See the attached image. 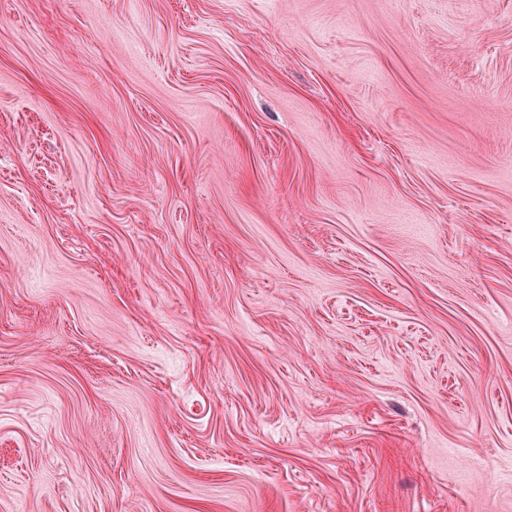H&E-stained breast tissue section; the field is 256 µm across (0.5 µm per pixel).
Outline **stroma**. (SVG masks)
Returning <instances> with one entry per match:
<instances>
[{"label":"stroma","instance_id":"35a3bbf8","mask_svg":"<svg viewBox=\"0 0 512 512\" xmlns=\"http://www.w3.org/2000/svg\"><path fill=\"white\" fill-rule=\"evenodd\" d=\"M0 512H512V0H0Z\"/></svg>","mask_w":512,"mask_h":512}]
</instances>
